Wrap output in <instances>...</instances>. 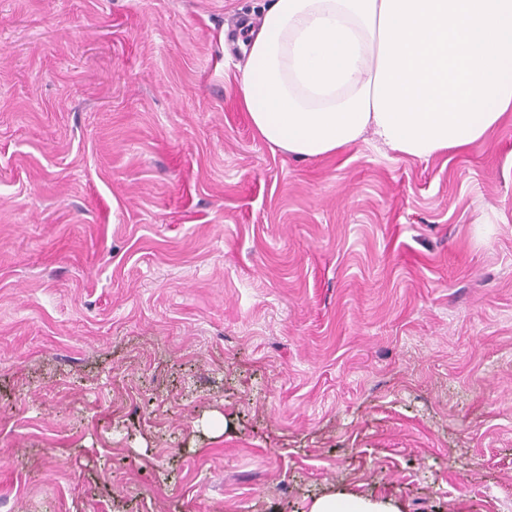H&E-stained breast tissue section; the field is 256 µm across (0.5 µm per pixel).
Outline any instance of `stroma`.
<instances>
[{
    "mask_svg": "<svg viewBox=\"0 0 512 512\" xmlns=\"http://www.w3.org/2000/svg\"><path fill=\"white\" fill-rule=\"evenodd\" d=\"M268 0H0V512H512V121L271 150ZM309 512H397L384 501L345 494H326L316 498Z\"/></svg>",
    "mask_w": 512,
    "mask_h": 512,
    "instance_id": "1",
    "label": "stroma"
}]
</instances>
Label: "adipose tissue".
<instances>
[{"instance_id": "adipose-tissue-1", "label": "adipose tissue", "mask_w": 512, "mask_h": 512, "mask_svg": "<svg viewBox=\"0 0 512 512\" xmlns=\"http://www.w3.org/2000/svg\"><path fill=\"white\" fill-rule=\"evenodd\" d=\"M236 64L257 135L302 158L458 153L512 114V0H271Z\"/></svg>"}]
</instances>
